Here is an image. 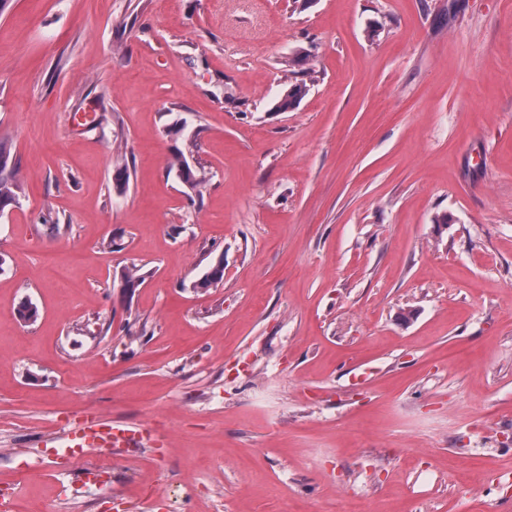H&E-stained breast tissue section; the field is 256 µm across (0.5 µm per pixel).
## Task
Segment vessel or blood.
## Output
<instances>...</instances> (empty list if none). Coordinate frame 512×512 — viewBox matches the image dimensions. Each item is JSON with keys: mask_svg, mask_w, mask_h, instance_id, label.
I'll return each mask as SVG.
<instances>
[{"mask_svg": "<svg viewBox=\"0 0 512 512\" xmlns=\"http://www.w3.org/2000/svg\"><path fill=\"white\" fill-rule=\"evenodd\" d=\"M64 445L68 448L96 450L103 454H115L127 448L153 444L150 430L132 426H115L102 418L82 419L65 430Z\"/></svg>", "mask_w": 512, "mask_h": 512, "instance_id": "vessel-or-blood-1", "label": "vessel or blood"}]
</instances>
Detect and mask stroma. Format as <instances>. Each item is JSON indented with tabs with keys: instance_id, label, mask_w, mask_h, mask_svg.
I'll return each instance as SVG.
<instances>
[{
	"instance_id": "1",
	"label": "stroma",
	"mask_w": 512,
	"mask_h": 512,
	"mask_svg": "<svg viewBox=\"0 0 512 512\" xmlns=\"http://www.w3.org/2000/svg\"><path fill=\"white\" fill-rule=\"evenodd\" d=\"M0 137L15 512H512V0H8ZM309 85L307 80L300 79L289 82L287 89L276 104L278 110H287L296 106L308 93ZM22 194L20 168L10 151L0 142V212L9 206H17ZM62 448L94 449L102 454H116L126 448L144 447L155 443L150 430L132 426H112L102 418H83L63 431Z\"/></svg>"
}]
</instances>
